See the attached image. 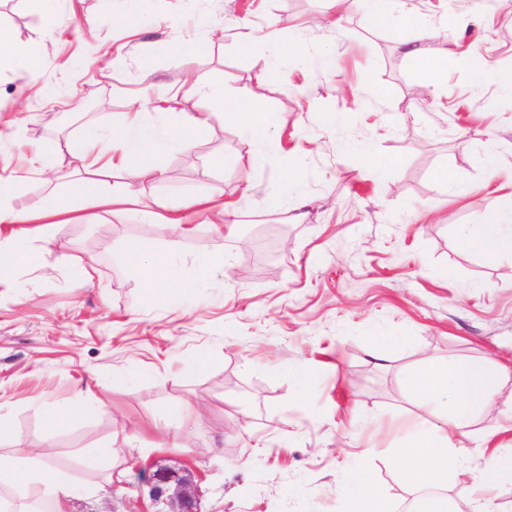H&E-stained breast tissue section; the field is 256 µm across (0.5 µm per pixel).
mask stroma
Masks as SVG:
<instances>
[{
  "instance_id": "stroma-1",
  "label": "stroma",
  "mask_w": 512,
  "mask_h": 512,
  "mask_svg": "<svg viewBox=\"0 0 512 512\" xmlns=\"http://www.w3.org/2000/svg\"><path fill=\"white\" fill-rule=\"evenodd\" d=\"M431 29L421 45L448 62L436 92H419L427 74L363 0L341 29L314 26L336 11L332 0H151L161 27L112 26L99 0H57L52 21L29 14L23 0H0V23L17 41H38L46 94L18 104L22 79L0 70V177L12 178L10 201L28 212L49 190H66L81 162L83 135L110 112L113 125L170 121L134 112L139 73L150 64L157 94L177 92L172 112H192L180 95L187 76L247 91L270 66L288 84L270 83L257 111L273 121L256 164L241 127L213 121L194 149L163 160L165 191L176 222L141 221L99 209L82 221L75 208L46 228L0 223V397L11 402L10 451L69 464L84 448H131L112 496L87 492L68 512H158L138 466L186 469L198 484L199 512H356L354 486L375 481L393 512H408L413 491L393 459L402 428L430 415L406 374L432 360L486 359L512 369V252L487 259L465 249L463 226L512 197V94L497 81L471 82L466 53L480 48L488 69L512 72V0H404ZM459 25L449 30V16ZM94 25H86V18ZM280 20L283 54L263 32ZM250 32L243 48L238 35ZM199 38L203 54L171 53L164 42ZM335 64L321 65L324 53ZM498 145L488 175L489 142ZM391 165L359 167L361 150ZM52 151L56 175L35 159ZM222 155V167L212 159ZM456 184L438 177L441 168ZM480 187L476 196L461 188ZM240 203L234 231L215 223L223 203ZM27 242L33 262H16ZM150 252L180 245L179 288L154 295L125 261V246ZM224 249V267L204 288L191 284L207 251ZM96 272L76 284L73 265ZM204 351L210 362L187 372ZM88 382L87 399L104 414L47 428L43 406ZM502 415L468 428V454L448 464L451 512L462 484L487 470L486 450L512 445V381L498 397ZM188 408L190 445L172 447L165 421Z\"/></svg>"
}]
</instances>
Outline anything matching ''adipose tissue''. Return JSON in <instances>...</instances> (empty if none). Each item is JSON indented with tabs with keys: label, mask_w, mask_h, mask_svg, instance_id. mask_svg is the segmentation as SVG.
<instances>
[{
	"label": "adipose tissue",
	"mask_w": 512,
	"mask_h": 512,
	"mask_svg": "<svg viewBox=\"0 0 512 512\" xmlns=\"http://www.w3.org/2000/svg\"><path fill=\"white\" fill-rule=\"evenodd\" d=\"M368 15L374 25L388 29L395 41L407 45L408 55L427 71L431 83L439 82L441 63L425 58L418 47L419 40L426 35L424 26H412L397 7L389 10L374 6L369 8ZM40 53L39 44L17 42L9 30L0 27V66L8 64L21 71V93L36 94L42 90L36 65ZM184 92L198 99L199 110L174 113L165 130L132 120L90 134L80 148L84 164L72 180L69 192L50 191L38 201L34 214L9 210L14 184L0 178V222L29 224L37 216L49 218L68 213L76 196L82 198L88 209L111 205L114 197L102 190L99 178L127 167L135 169L141 179L161 183L163 158L193 147L212 121L220 117L239 124L251 145L258 146L270 139V120L266 113L252 111L249 96L226 95L223 87L202 83L197 78L188 82ZM460 239L465 248L491 259L512 251V201L487 211L476 227L462 229ZM178 252L175 244L154 254L131 242L125 248V258L143 287L154 292L176 285L174 262ZM511 377L512 371L507 367L463 359L433 360L408 374L410 388L433 418L425 426L409 424V445L397 449L394 457L404 482L417 493L416 512H447V501L439 489L447 481L448 444L465 437L476 414L496 409L500 387ZM102 411V405L87 401L78 391L45 406L42 417L53 428ZM113 457V448H93L79 453L72 466L47 464L37 469L30 456L0 453V512H26L27 502L36 493L53 503V512H65L66 502L79 493L74 476L78 469L100 474L102 492L111 493Z\"/></svg>",
	"instance_id": "adipose-tissue-1"
}]
</instances>
